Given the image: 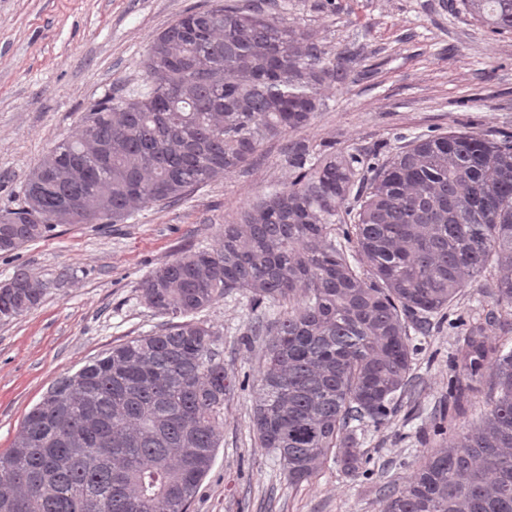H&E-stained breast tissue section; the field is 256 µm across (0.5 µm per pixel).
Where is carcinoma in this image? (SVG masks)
<instances>
[{
	"label": "carcinoma",
	"instance_id": "1",
	"mask_svg": "<svg viewBox=\"0 0 512 512\" xmlns=\"http://www.w3.org/2000/svg\"><path fill=\"white\" fill-rule=\"evenodd\" d=\"M460 4L490 32L512 33V0ZM144 72L142 86L92 105L40 160L51 163L40 206L24 183L21 206L0 218V252L49 236L57 208L86 196L110 208L78 211L75 224H123L149 204L181 202L264 141L305 128L325 106L323 87L348 79L315 33L233 5L179 15L152 42ZM90 133L112 150L88 163L85 181L56 183ZM284 163L291 181L224 225L218 249L142 280L144 304L171 320L58 380L28 413L0 455V486L11 492L0 512H189L235 379L196 315L237 291L261 310L248 335L265 337L251 416L258 444L291 484L330 461L354 476L370 459L353 423L379 428L415 395L410 331L427 334L486 272L495 308L461 323L455 359L468 383L450 382L452 406L435 412L442 441L403 487L380 493L385 512H512V348L485 336L512 314V134L421 135L381 163L299 141ZM351 198L355 223L334 227ZM38 284L22 268L1 284L0 321L37 306ZM489 364L484 411L450 445L445 423L481 392Z\"/></svg>",
	"mask_w": 512,
	"mask_h": 512
}]
</instances>
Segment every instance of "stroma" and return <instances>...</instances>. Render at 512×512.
Masks as SVG:
<instances>
[{
    "label": "stroma",
    "mask_w": 512,
    "mask_h": 512,
    "mask_svg": "<svg viewBox=\"0 0 512 512\" xmlns=\"http://www.w3.org/2000/svg\"><path fill=\"white\" fill-rule=\"evenodd\" d=\"M225 0H0V215L17 208L29 170L72 135L91 104L144 77L155 36L179 14ZM317 34L329 56L350 61L345 83L297 133L265 141L246 166L175 206L142 208L123 224H62L51 236L0 253V282L26 269L45 287L38 307L0 322V455L28 412L59 378L113 345L162 322L140 299L150 271L187 251L217 249L225 225L270 187L287 183L286 146L386 157L415 137L480 130L512 133V34L496 35L460 13L456 0H237ZM487 287L458 293L450 316H481ZM212 327L224 367L256 379L260 340L248 336V294L217 299L199 314ZM451 323L413 335L412 372L421 391L391 421L357 435L370 469L335 464L290 485L277 456L250 427L252 387L224 397L221 444L191 512H384L377 492L404 485L434 448L430 424L448 399L457 343Z\"/></svg>",
    "instance_id": "stroma-1"
}]
</instances>
